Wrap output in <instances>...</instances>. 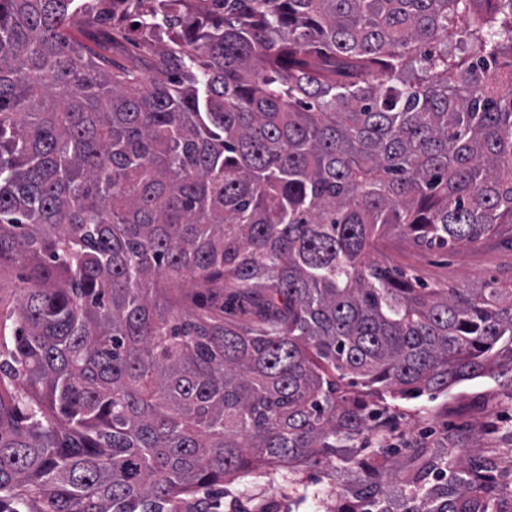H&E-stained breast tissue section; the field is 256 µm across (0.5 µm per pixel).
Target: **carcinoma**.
I'll list each match as a JSON object with an SVG mask.
<instances>
[{"label": "carcinoma", "mask_w": 512, "mask_h": 512, "mask_svg": "<svg viewBox=\"0 0 512 512\" xmlns=\"http://www.w3.org/2000/svg\"><path fill=\"white\" fill-rule=\"evenodd\" d=\"M504 56L512 0H0V512H223L239 473L385 431L346 378L512 369V285L371 256L512 224ZM497 471L382 463L342 512L395 478L403 512H501ZM18 282L15 279H6L0 288V325L6 330L12 328L15 320V308L19 298Z\"/></svg>", "instance_id": "cac0c4a2"}]
</instances>
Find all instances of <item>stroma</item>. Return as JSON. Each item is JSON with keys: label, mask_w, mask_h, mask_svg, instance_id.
I'll list each match as a JSON object with an SVG mask.
<instances>
[{"label": "stroma", "mask_w": 512, "mask_h": 512, "mask_svg": "<svg viewBox=\"0 0 512 512\" xmlns=\"http://www.w3.org/2000/svg\"><path fill=\"white\" fill-rule=\"evenodd\" d=\"M381 252L391 265L414 275L421 284L438 288H479L495 280L512 283V231L459 247L429 250L388 236ZM392 427L372 438L378 461L386 448H399L396 460L413 470L429 457L458 460L462 449L493 458L502 486H512V370L460 384L445 394L389 401ZM363 448H340L321 465L299 474L266 465L231 487L244 512H343L353 492L365 481L364 469L349 465Z\"/></svg>", "instance_id": "35a3bbf8"}]
</instances>
